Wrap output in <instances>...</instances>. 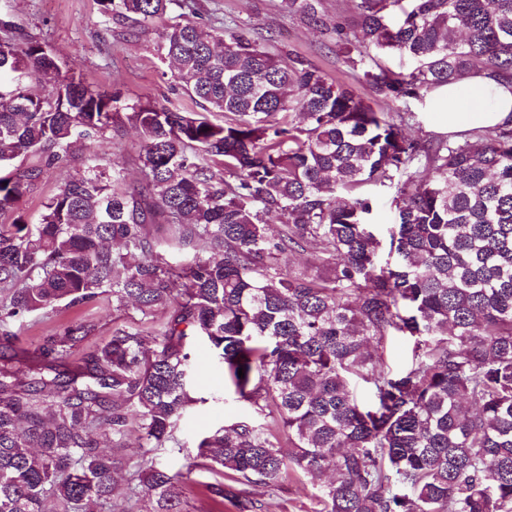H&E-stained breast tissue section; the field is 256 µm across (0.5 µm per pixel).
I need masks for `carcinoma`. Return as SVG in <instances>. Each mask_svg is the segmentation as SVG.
<instances>
[{"label":"carcinoma","instance_id":"cac0c4a2","mask_svg":"<svg viewBox=\"0 0 512 512\" xmlns=\"http://www.w3.org/2000/svg\"><path fill=\"white\" fill-rule=\"evenodd\" d=\"M400 2L355 0L352 24L333 27L371 96L421 101L472 73L512 82V0H409L391 26ZM98 3L115 21L163 23L159 59L202 111L100 92L0 22V512H126L133 497L138 512H183L187 485L199 512H265L246 488L314 482L326 466L319 512H512V121L410 139L415 113L381 112L243 27H204L194 0ZM284 4L326 26L322 0ZM386 52L414 68L383 66ZM41 80L50 90L31 94ZM127 122L146 141L136 187L93 151ZM78 150L85 174L25 219L18 203L44 168ZM28 155L44 166H14ZM371 187L395 188L393 266ZM308 250L328 275L290 265ZM102 298L165 319L78 359L91 321L37 352L13 344L27 315ZM398 335L412 342L403 370L385 359ZM193 339L252 415L173 472L156 452L183 450Z\"/></svg>","mask_w":512,"mask_h":512}]
</instances>
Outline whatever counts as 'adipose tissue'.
Returning a JSON list of instances; mask_svg holds the SVG:
<instances>
[{
    "instance_id": "ef3b65f1",
    "label": "adipose tissue",
    "mask_w": 512,
    "mask_h": 512,
    "mask_svg": "<svg viewBox=\"0 0 512 512\" xmlns=\"http://www.w3.org/2000/svg\"><path fill=\"white\" fill-rule=\"evenodd\" d=\"M443 95L449 132L512 119V86L492 83L483 75H468L460 83L445 88Z\"/></svg>"
}]
</instances>
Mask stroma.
<instances>
[{"instance_id": "35a3bbf8", "label": "stroma", "mask_w": 512, "mask_h": 512, "mask_svg": "<svg viewBox=\"0 0 512 512\" xmlns=\"http://www.w3.org/2000/svg\"><path fill=\"white\" fill-rule=\"evenodd\" d=\"M198 19L207 24L245 27L249 36L275 54L297 53L322 69L330 79L362 86V72L345 63L336 53V36L325 30L308 28L299 17L285 9L282 0H196ZM0 19L9 21L14 34L39 40L47 45L63 66L74 69L101 91L121 92L128 101L151 100L182 112L196 111L197 106L184 94L177 81L167 73L155 52L159 29H143L131 21L116 22L101 15L97 0H0ZM376 108L390 113L411 107L416 120L405 131L418 139L444 138L448 135L446 106L442 96L429 95L425 102L410 105L374 98ZM141 138L127 131L121 139L101 144L99 151L107 161L120 162L129 185L142 180L137 155ZM83 160L67 161L45 169L36 191L25 196L19 208L34 216L45 196L52 194L66 179L82 175ZM90 320L95 329L82 346L90 351L110 339L118 328L148 329L135 308L113 309L111 301L100 300L81 310L44 311L26 316L15 331L20 347L33 351L47 336L65 325ZM199 370L192 384L198 402L183 426L184 451L171 454L160 451L159 460L173 469H182L186 454L194 453L199 435L217 428L224 419L247 414L248 409L234 398L213 402L214 394L224 390V372L211 364L212 353L202 342L194 348Z\"/></svg>"}]
</instances>
